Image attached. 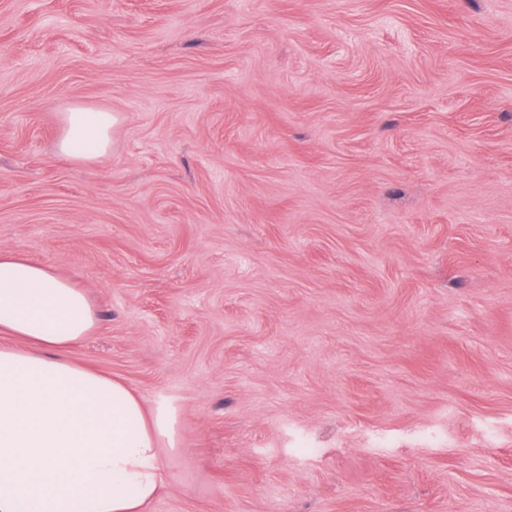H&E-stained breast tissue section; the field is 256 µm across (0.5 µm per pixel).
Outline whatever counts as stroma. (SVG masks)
<instances>
[{
	"label": "stroma",
	"mask_w": 512,
	"mask_h": 512,
	"mask_svg": "<svg viewBox=\"0 0 512 512\" xmlns=\"http://www.w3.org/2000/svg\"><path fill=\"white\" fill-rule=\"evenodd\" d=\"M1 251L175 411L148 512H512V0H0ZM63 133L57 152L74 161H90L109 147L110 132L116 118L110 112L74 107L63 113Z\"/></svg>",
	"instance_id": "obj_1"
}]
</instances>
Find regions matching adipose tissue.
<instances>
[{"label": "adipose tissue", "mask_w": 512, "mask_h": 512, "mask_svg": "<svg viewBox=\"0 0 512 512\" xmlns=\"http://www.w3.org/2000/svg\"><path fill=\"white\" fill-rule=\"evenodd\" d=\"M57 152L103 155L111 113H64ZM85 291L51 267L0 253V512H144L165 485V452L178 449L176 416L122 381L74 362L95 329Z\"/></svg>", "instance_id": "1"}]
</instances>
